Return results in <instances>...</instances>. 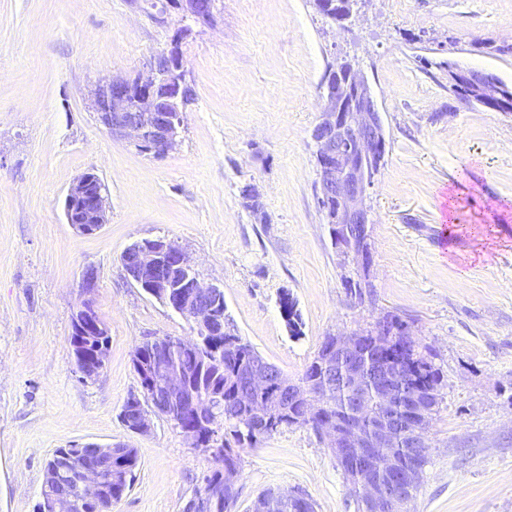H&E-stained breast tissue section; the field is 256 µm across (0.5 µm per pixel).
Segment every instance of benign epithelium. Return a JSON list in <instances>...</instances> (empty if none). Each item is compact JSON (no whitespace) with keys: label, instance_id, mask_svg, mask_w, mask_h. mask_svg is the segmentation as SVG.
Instances as JSON below:
<instances>
[{"label":"benign epithelium","instance_id":"1","mask_svg":"<svg viewBox=\"0 0 512 512\" xmlns=\"http://www.w3.org/2000/svg\"><path fill=\"white\" fill-rule=\"evenodd\" d=\"M357 0H323L321 7L336 14V22L350 19ZM167 6L182 18L197 25L215 20L216 0H168ZM180 36L170 48L150 61L145 75L128 77L105 75L88 93L89 108L95 121L114 138L154 156L176 149L181 143L183 112L187 105L188 84L179 50ZM480 84L483 94L498 96L493 81L474 72L462 71L454 82ZM325 106L311 132L318 171V203L330 215V235L341 265L355 274L373 277L371 244V206L368 190L374 171L386 153V137L373 93L366 83H342L328 73L322 84ZM67 223L81 235H91L107 223L106 188L94 173L79 176L69 187L64 200ZM363 229L354 250L346 248L349 226ZM122 261L127 277L144 292L193 323L194 337L182 339L157 336L149 339L152 376L128 400L125 412L131 416L132 432L152 430V417L166 414L178 426L190 447H208L213 460L223 461L224 449L214 440H205L200 427L185 426L182 419L191 415L201 421L211 436H216L219 418L218 397H200L191 390L176 356L193 354L201 337L210 335L214 325L224 323V292L217 283L200 279L187 253L174 242L142 239L130 244ZM179 271L182 280L176 296L166 293L171 287L167 273ZM81 288L87 296L74 317L79 336H100L104 327L88 298L95 288L94 272L88 270ZM391 318L384 315L370 325L330 336L315 363L312 379L285 382L284 375L261 356L251 360L242 373L238 392L240 405L247 409L252 431H263L276 423L286 404L304 401L305 418H316L329 386L339 383L347 392L348 408L340 421L326 419L318 434L327 441L336 459L346 469L355 463L361 469V498L366 512H404L411 501L418 474L396 448H410L415 458L430 447L428 429L436 392L402 383L404 361L392 353L397 338L389 330ZM371 342L373 354L364 346ZM106 368L99 355L81 356L77 364L80 378L96 381ZM404 402L406 419L398 420L395 409ZM116 449L94 445L87 453L79 448L58 455L53 470L45 473L38 512H84L91 501L101 509L110 507L107 488L120 471L112 469ZM240 472L224 469L221 480L209 484L207 491L189 501L185 512H212L224 493L234 496Z\"/></svg>","mask_w":512,"mask_h":512}]
</instances>
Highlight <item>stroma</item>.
I'll use <instances>...</instances> for the list:
<instances>
[{
  "label": "stroma",
  "instance_id": "1",
  "mask_svg": "<svg viewBox=\"0 0 512 512\" xmlns=\"http://www.w3.org/2000/svg\"><path fill=\"white\" fill-rule=\"evenodd\" d=\"M512 0H359L347 26L313 0H218L213 24L150 19L130 0H0V512H37L54 451L87 442L136 449L130 492L112 512H184L214 469L164 418L131 433L120 413L139 388L135 346L188 338L190 322L137 288L121 255L134 241L182 247L221 282L238 334L291 379L327 336L386 313L408 323L442 373L430 462L410 512H512V113L465 104L448 65L512 84L505 44ZM180 36L194 97L180 146L155 157L112 138L88 92L99 77L146 72ZM354 56L381 113L387 149L370 191L372 303H354L317 203L310 133L328 62ZM92 172L108 222L81 236L64 196ZM259 193L258 208L242 196ZM458 203L444 227V195ZM91 295L111 336L100 378L82 382L72 317ZM290 293L299 336L278 298ZM234 512L266 491L301 494L315 512H358L324 441L291 427L240 450Z\"/></svg>",
  "mask_w": 512,
  "mask_h": 512
}]
</instances>
